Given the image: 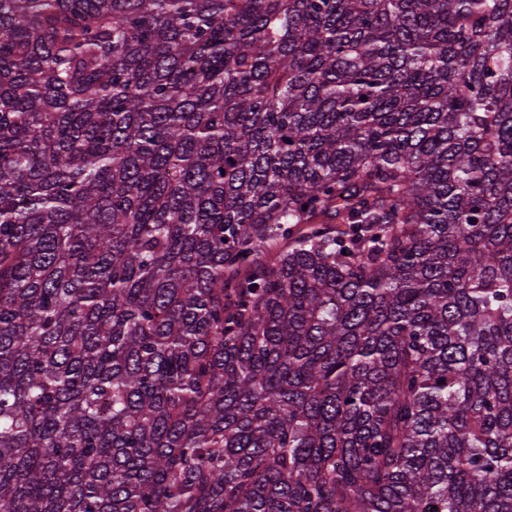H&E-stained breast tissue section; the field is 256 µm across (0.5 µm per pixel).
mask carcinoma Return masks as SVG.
Here are the masks:
<instances>
[{"label": "carcinoma", "mask_w": 512, "mask_h": 512, "mask_svg": "<svg viewBox=\"0 0 512 512\" xmlns=\"http://www.w3.org/2000/svg\"><path fill=\"white\" fill-rule=\"evenodd\" d=\"M0 509L512 512V0H0Z\"/></svg>", "instance_id": "obj_1"}]
</instances>
